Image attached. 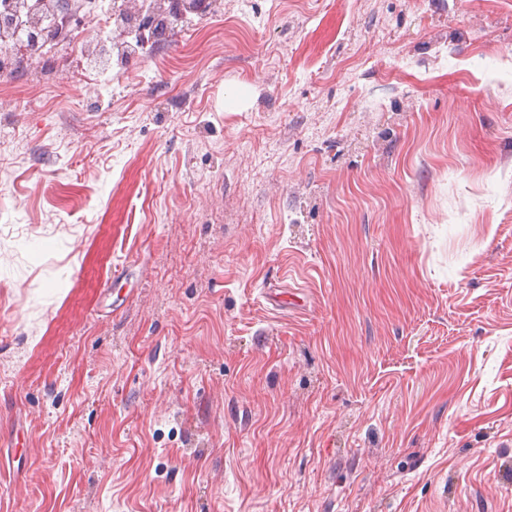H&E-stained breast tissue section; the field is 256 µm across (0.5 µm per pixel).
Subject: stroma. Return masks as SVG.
Wrapping results in <instances>:
<instances>
[{"mask_svg": "<svg viewBox=\"0 0 512 512\" xmlns=\"http://www.w3.org/2000/svg\"><path fill=\"white\" fill-rule=\"evenodd\" d=\"M71 46L0 79V512H512V0Z\"/></svg>", "mask_w": 512, "mask_h": 512, "instance_id": "35a3bbf8", "label": "stroma"}]
</instances>
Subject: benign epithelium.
<instances>
[{"instance_id": "benign-epithelium-1", "label": "benign epithelium", "mask_w": 512, "mask_h": 512, "mask_svg": "<svg viewBox=\"0 0 512 512\" xmlns=\"http://www.w3.org/2000/svg\"><path fill=\"white\" fill-rule=\"evenodd\" d=\"M8 7L0 10V48L25 57L43 55L47 45L70 37L79 12L91 5V0H7ZM207 0H113L111 18L119 39H95V54L106 57L122 46L127 31L141 28L148 32L169 29L172 21L189 13L206 12Z\"/></svg>"}]
</instances>
